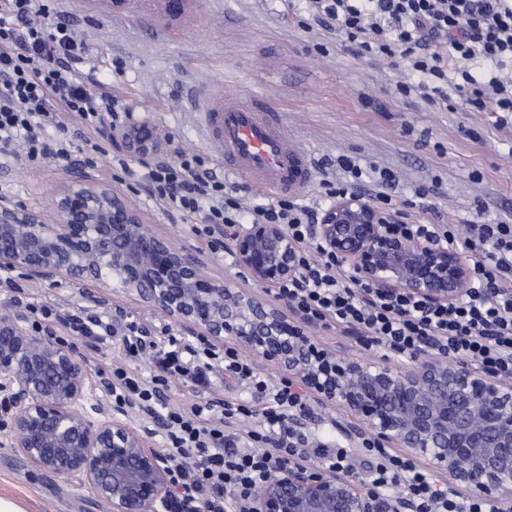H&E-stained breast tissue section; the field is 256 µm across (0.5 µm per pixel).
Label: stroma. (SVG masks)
<instances>
[{
	"label": "stroma",
	"instance_id": "1",
	"mask_svg": "<svg viewBox=\"0 0 512 512\" xmlns=\"http://www.w3.org/2000/svg\"><path fill=\"white\" fill-rule=\"evenodd\" d=\"M58 7L82 22L89 56L79 71L94 66L111 80L113 93L133 107L135 118L147 120L167 155L183 151L215 158L185 97L194 87L219 81L228 92L255 93L278 104L290 144L313 165L310 182L296 192L305 202L319 195L322 160L344 154L356 158L364 171L362 196L376 190L379 170L397 174L395 192L406 202L407 223L463 225L479 212L493 221L512 220V112H465L400 94L397 86L408 78L404 68L383 58L355 57L339 33L309 20L303 0H198L185 29L166 41L156 38L136 12L114 22L82 11L76 0H59ZM116 58L123 63L118 76L112 67ZM110 161L105 155L100 162L106 179L125 193L150 230L203 252L215 276L251 288L232 257L209 249L190 225L171 218L145 192L129 189V177L110 169ZM78 169V164L51 159H14L0 172V194L49 216L58 188ZM418 187L427 188L426 198H415ZM21 281L31 303L67 314L105 311L138 322L154 338L182 332L173 320L121 296L102 306L88 301L86 294L94 289L90 283L67 276L52 286ZM310 332L338 356L404 364L385 357L383 350L365 348L353 331L314 324ZM71 348L95 383L115 364H129L146 375L154 369L150 354L127 360L116 341L104 336H73ZM243 395L231 378L221 376L206 387L175 384L167 398L188 407L203 396L232 401ZM0 497L15 502L21 512H110L90 490L62 484L5 443H0Z\"/></svg>",
	"mask_w": 512,
	"mask_h": 512
}]
</instances>
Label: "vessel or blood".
<instances>
[{"label": "vessel or blood", "mask_w": 512, "mask_h": 512, "mask_svg": "<svg viewBox=\"0 0 512 512\" xmlns=\"http://www.w3.org/2000/svg\"><path fill=\"white\" fill-rule=\"evenodd\" d=\"M192 0H148L143 20L160 38L175 37L176 21ZM200 98L198 120L207 143L214 146L231 178L250 182L271 195H285L306 185L310 162L293 148L279 108L260 95L226 93L223 84L209 83Z\"/></svg>", "instance_id": "1"}]
</instances>
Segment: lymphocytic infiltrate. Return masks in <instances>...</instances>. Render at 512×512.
<instances>
[{
    "mask_svg": "<svg viewBox=\"0 0 512 512\" xmlns=\"http://www.w3.org/2000/svg\"><path fill=\"white\" fill-rule=\"evenodd\" d=\"M320 23L335 21L359 57L407 61L414 80L402 94L447 102L452 84L462 102L512 112V0H306ZM81 21L51 8L49 0H0V158L25 147L32 158L70 162L72 153L96 166L109 130L124 127L129 109L111 81L76 65L88 49ZM149 196L193 232L220 243L241 224H283L297 246L298 273L277 288L313 323L355 330L367 346L397 357L437 350L448 360L469 361L487 373L512 376V224H469L472 287L454 303L428 306L410 295H387L359 281L324 252L312 227L318 213L287 198L245 209L203 157L185 152L144 165L139 177ZM147 378L125 366L107 377L113 401L162 420L164 451L182 501H201L208 512H246L254 490L282 467L326 458L329 469H352L343 448L311 444L298 427L306 413L303 388L289 380L271 383L235 349L169 339ZM221 371L251 389L255 400H205L184 408L165 401L173 382L205 383ZM257 424L239 437L232 424ZM371 485L409 497L419 512H498L478 499L459 509L434 474L373 440Z\"/></svg>",
    "mask_w": 512,
    "mask_h": 512,
    "instance_id": "1",
    "label": "lymphocytic infiltrate"
}]
</instances>
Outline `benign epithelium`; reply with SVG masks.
I'll return each instance as SVG.
<instances>
[{"mask_svg":"<svg viewBox=\"0 0 512 512\" xmlns=\"http://www.w3.org/2000/svg\"><path fill=\"white\" fill-rule=\"evenodd\" d=\"M135 158H158L148 125L111 132ZM400 215L358 194L342 195L314 225L321 249L385 294L441 305L471 288V266L456 250L392 231ZM229 249L236 267L263 288L297 272L296 246L281 224H246ZM0 269L53 283L60 276L94 283L99 304L126 296L161 312L213 344L231 340L299 380L325 408L350 419L336 430L354 445L369 435L408 459L448 474L454 497L512 505V382L444 357L402 370L343 360L321 348L309 322L288 304L215 278L197 252L144 225L141 213L109 181L84 171L59 188L54 219L0 196ZM28 312L0 306V399L5 437L40 471L90 488L111 512H170L171 472L149 431L129 411L94 393L87 371L56 337L28 328ZM248 512H416L402 496L384 497L336 471L290 465L251 495Z\"/></svg>","mask_w":512,"mask_h":512,"instance_id":"1","label":"benign epithelium"}]
</instances>
